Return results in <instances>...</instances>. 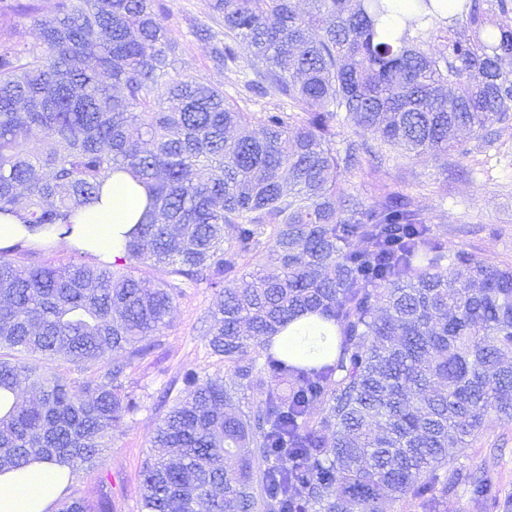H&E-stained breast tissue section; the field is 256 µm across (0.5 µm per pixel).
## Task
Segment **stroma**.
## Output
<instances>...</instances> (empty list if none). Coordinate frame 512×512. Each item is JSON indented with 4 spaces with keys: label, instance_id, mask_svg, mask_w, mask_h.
Listing matches in <instances>:
<instances>
[{
    "label": "stroma",
    "instance_id": "stroma-1",
    "mask_svg": "<svg viewBox=\"0 0 512 512\" xmlns=\"http://www.w3.org/2000/svg\"><path fill=\"white\" fill-rule=\"evenodd\" d=\"M169 25L179 43L181 71L227 86L230 75L210 67L207 46L190 33V25L206 20L207 0H169ZM466 156L439 167L431 158L409 159L390 149V159L371 175L354 174L356 192L370 195L386 181L411 195L430 219L433 234L449 249L475 252L495 265L512 264V122L494 126L481 137L462 133ZM215 301L213 289L190 288L173 303L170 322L155 335L156 349L129 371L131 390L142 399L141 410L112 432L96 465L75 470L72 487L95 497L102 479L112 482L115 512H141L140 485L144 460L159 419L171 400L181 396L182 375L224 373L211 357L204 331ZM449 468L477 471L488 486L484 495L460 485L443 497L440 512H512V420L488 412L476 439L462 450L451 449Z\"/></svg>",
    "mask_w": 512,
    "mask_h": 512
}]
</instances>
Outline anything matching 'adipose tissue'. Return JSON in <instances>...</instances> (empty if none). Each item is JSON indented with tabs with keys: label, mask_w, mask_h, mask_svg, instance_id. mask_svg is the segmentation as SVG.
<instances>
[{
	"label": "adipose tissue",
	"mask_w": 512,
	"mask_h": 512,
	"mask_svg": "<svg viewBox=\"0 0 512 512\" xmlns=\"http://www.w3.org/2000/svg\"><path fill=\"white\" fill-rule=\"evenodd\" d=\"M146 204L143 187L127 174L113 175L99 202L76 215L70 247L108 261L122 256ZM334 335V326L306 316L275 336L272 346L289 361L308 365L335 355ZM69 473L68 466L50 460H34L24 469L0 473V512H56Z\"/></svg>",
	"instance_id": "ef3b65f1"
}]
</instances>
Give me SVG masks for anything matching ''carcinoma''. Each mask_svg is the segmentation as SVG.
I'll return each instance as SVG.
<instances>
[{"instance_id":"carcinoma-1","label":"carcinoma","mask_w":512,"mask_h":512,"mask_svg":"<svg viewBox=\"0 0 512 512\" xmlns=\"http://www.w3.org/2000/svg\"><path fill=\"white\" fill-rule=\"evenodd\" d=\"M191 33L235 96L177 68L167 0H0V213L63 242L123 171L148 191L113 262L57 264L0 248V472L45 458L94 465L141 408L127 370L156 347L173 300L217 288L205 332L220 375L184 374L142 471V512H438L469 471L448 448L494 409L512 417V266L449 250L414 199L367 201L370 133L409 158L466 153L462 131L512 121V0H209ZM30 23L37 41L14 38ZM250 56L241 64L239 44ZM257 98L276 100L253 112ZM361 246L353 248L352 241ZM264 252L278 273L243 272ZM145 269L165 275L151 285ZM336 327V354L299 365L271 337L300 317ZM259 350L248 360L251 344ZM61 382L40 359L78 372ZM256 411L230 412L236 389ZM112 483L58 512H113Z\"/></svg>"}]
</instances>
